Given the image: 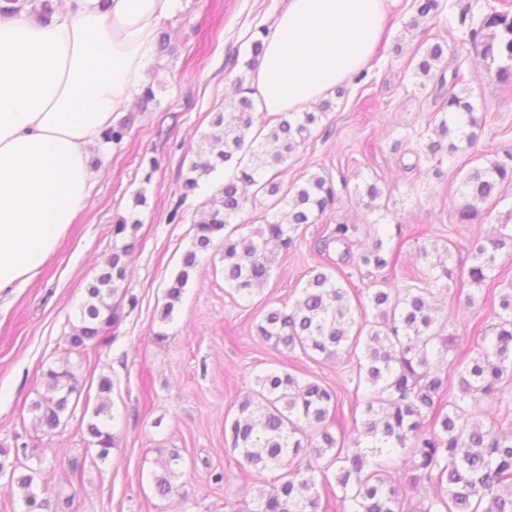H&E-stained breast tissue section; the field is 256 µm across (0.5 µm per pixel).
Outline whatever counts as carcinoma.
<instances>
[{"label":"carcinoma","mask_w":512,"mask_h":512,"mask_svg":"<svg viewBox=\"0 0 512 512\" xmlns=\"http://www.w3.org/2000/svg\"><path fill=\"white\" fill-rule=\"evenodd\" d=\"M417 16L407 27L418 26L428 15L453 16L446 0H417ZM38 16L53 12L51 0H3L0 14L20 12L26 5ZM468 24L462 42L469 43L485 62L487 73L503 86H512V11L468 6L459 19ZM444 45L429 47L414 68V75L435 82V99L441 101V119L419 133L424 154L438 163L453 164L456 155L472 148L481 130V119L469 91L456 90L459 72L446 79L438 70ZM331 108L318 112H287L273 117L265 133H251L253 103L239 99L231 112L214 120L219 131L207 138L190 159L181 185L180 203L200 184L221 169L232 174L216 190L194 219L192 249L167 289V302L160 320H169L197 267L199 254L219 241L223 247L224 280L237 293L250 296L263 288L270 274L268 246L288 250L294 234L304 224H313L336 202L333 181L318 173L302 183L283 189L268 172L296 153L311 135V129ZM259 149H253L256 140ZM512 187V149L495 154L486 164L463 175L459 182L462 201L453 206L458 224L481 218L479 205H499ZM275 198L282 206L275 217L250 231L236 235L242 224H233L249 202ZM140 220L131 213L117 219L113 228L112 253L105 269L87 289L79 323L67 336L68 350L86 353L107 342L105 333L119 318L116 300L126 279L127 258L136 246ZM512 247V234H501L477 243L474 264L467 271L472 284L484 283L495 269L497 253ZM360 263L376 272L392 271L397 253L385 246L375 230L371 246ZM456 270L439 258L431 262L417 283L401 288L389 280L372 281L367 299L373 319L357 321L353 303L360 297L332 277L315 271L291 306L268 309L256 325L264 341L309 356L332 358L342 352L356 359L355 390H364L359 435L351 440L332 432L341 407L337 392L317 381H301L287 371H271L255 378V388L239 403L237 414L224 420V440L239 452L243 464L260 474L284 468L286 473L257 490L254 508L248 512H328L333 499L340 512H512V430L486 426L479 416L493 405L508 402L512 386V293L501 295L498 323L492 335L473 348L476 356L460 361L457 396L448 400V371L439 363L448 356L458 337L438 324L432 299L448 293L457 284ZM48 394L36 401L38 425L52 431L66 418L71 403L79 402L82 384L69 362L46 372ZM112 380L103 376L98 384L99 403L92 410L87 432L95 446L96 460L105 462L116 447L109 422ZM28 443L15 448L0 443V478L6 487L18 489L28 509L43 510L51 504L47 484H40L38 470L27 459ZM175 450L160 461L153 474L155 494L167 498L178 492L172 462ZM400 459L404 475L390 466ZM429 486L433 493L411 506L413 494Z\"/></svg>","instance_id":"obj_1"}]
</instances>
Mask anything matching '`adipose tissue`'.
<instances>
[{"instance_id": "obj_1", "label": "adipose tissue", "mask_w": 512, "mask_h": 512, "mask_svg": "<svg viewBox=\"0 0 512 512\" xmlns=\"http://www.w3.org/2000/svg\"><path fill=\"white\" fill-rule=\"evenodd\" d=\"M179 0H63L49 19L0 15V293L34 279L96 177L91 148L144 87ZM386 0H288L253 77L260 111L299 112L362 70Z\"/></svg>"}]
</instances>
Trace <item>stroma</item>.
<instances>
[{"instance_id":"35a3bbf8","label":"stroma","mask_w":512,"mask_h":512,"mask_svg":"<svg viewBox=\"0 0 512 512\" xmlns=\"http://www.w3.org/2000/svg\"><path fill=\"white\" fill-rule=\"evenodd\" d=\"M288 0H180L177 12L161 27L169 50L154 56L147 74L156 98L133 102L118 113L129 121L125 138L101 159L88 206L61 240L41 274L0 295V442L20 439L35 444L30 461L60 498L65 512H228L252 504L257 487L276 471L255 475L224 441V421L233 417L251 391L255 377L271 368L297 373L332 387L341 398L347 437L359 428L354 420V360L341 355L311 359L263 342L256 334L264 306H288L299 297L309 272L320 262L338 259L341 248L326 245L334 224H354L352 258L340 265L347 285L366 292L371 275L356 258L384 228L390 246L401 249L395 284L425 270L417 250L428 242L448 248V264L467 266L476 242L512 233V204H485L482 220L456 223V171H469L505 148H512V86L487 76L471 45L458 42L444 18H424L416 28L413 0H388L383 38L361 81H349L330 94L331 109L309 139L279 169L290 188L319 173L340 184L338 201L314 224L303 225L289 250L274 251L269 279L251 299L224 283L220 248L200 256L199 264L176 305L174 318L162 323L165 292L191 249L193 220L216 182L180 202L187 157L214 133L216 113L231 111L239 94L238 76L248 75L249 48L270 30ZM447 42L441 66L458 71L461 87L471 89L482 120L477 148L458 153L442 178L436 165L420 154L418 134L439 106L432 88L412 76L416 61L435 42ZM377 184L381 196L370 209L358 187ZM147 201L133 204L136 191ZM181 207L183 219L169 214ZM136 212L137 243L128 259L123 284L135 307L124 308L106 344L89 354L71 353L66 337L77 323L87 287L104 267L112 248L113 221ZM512 291V252L502 251L496 270L481 285L465 284L436 295L434 305L450 312L449 333L457 336L446 366L455 370L477 336L496 323L501 293ZM474 304H467V295ZM164 340H157V333ZM68 357L83 389L96 395L101 376L113 383L112 460L95 462L88 451L85 405L70 408L55 431L40 428L32 410L47 391L45 374ZM177 450L179 495L155 496L151 486L161 452ZM79 469H72V462Z\"/></svg>"}]
</instances>
